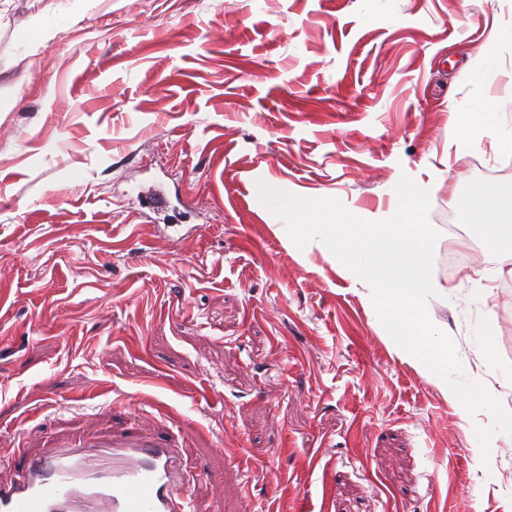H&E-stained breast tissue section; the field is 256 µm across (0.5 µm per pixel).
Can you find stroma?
<instances>
[{"label":"stroma","mask_w":512,"mask_h":512,"mask_svg":"<svg viewBox=\"0 0 512 512\" xmlns=\"http://www.w3.org/2000/svg\"><path fill=\"white\" fill-rule=\"evenodd\" d=\"M509 25L512 0H0V444L137 422L194 512H507L512 441L480 465L489 411L403 361L258 186L369 221L401 175L427 188L429 317L512 411V249L448 228L512 198Z\"/></svg>","instance_id":"obj_1"}]
</instances>
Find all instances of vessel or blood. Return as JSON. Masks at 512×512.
<instances>
[{
    "instance_id": "obj_1",
    "label": "vessel or blood",
    "mask_w": 512,
    "mask_h": 512,
    "mask_svg": "<svg viewBox=\"0 0 512 512\" xmlns=\"http://www.w3.org/2000/svg\"><path fill=\"white\" fill-rule=\"evenodd\" d=\"M177 451L124 431L28 457L24 474L0 482V512H188Z\"/></svg>"
}]
</instances>
